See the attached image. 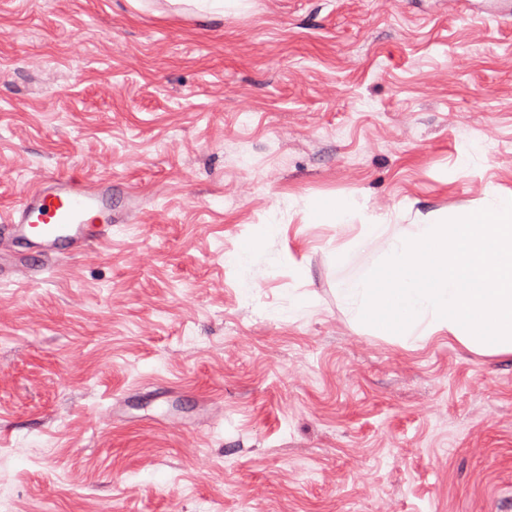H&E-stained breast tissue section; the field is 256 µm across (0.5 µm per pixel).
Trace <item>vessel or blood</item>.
<instances>
[{
	"mask_svg": "<svg viewBox=\"0 0 512 512\" xmlns=\"http://www.w3.org/2000/svg\"><path fill=\"white\" fill-rule=\"evenodd\" d=\"M111 238V179L46 181L0 222V280L39 282L41 260L73 258Z\"/></svg>",
	"mask_w": 512,
	"mask_h": 512,
	"instance_id": "b4317fda",
	"label": "vessel or blood"
}]
</instances>
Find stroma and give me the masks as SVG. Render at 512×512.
<instances>
[{
  "instance_id": "1",
  "label": "stroma",
  "mask_w": 512,
  "mask_h": 512,
  "mask_svg": "<svg viewBox=\"0 0 512 512\" xmlns=\"http://www.w3.org/2000/svg\"><path fill=\"white\" fill-rule=\"evenodd\" d=\"M63 176L112 240L0 283V512H512V357L336 291L512 193V0H0V213ZM313 214L318 223H336L344 219L346 208L336 199H327L314 206Z\"/></svg>"
}]
</instances>
